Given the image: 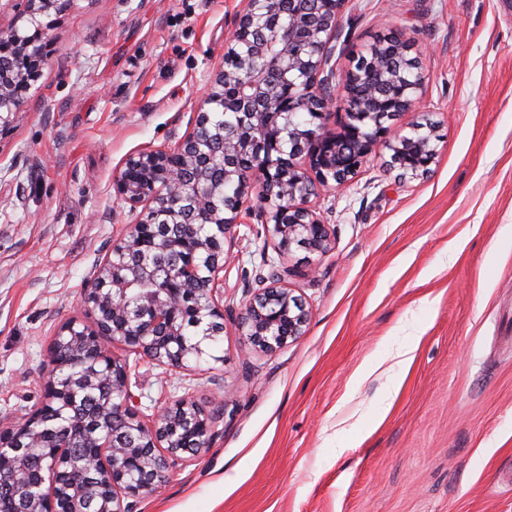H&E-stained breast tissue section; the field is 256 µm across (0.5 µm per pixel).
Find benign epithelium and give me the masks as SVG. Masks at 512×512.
<instances>
[{
	"label": "benign epithelium",
	"mask_w": 512,
	"mask_h": 512,
	"mask_svg": "<svg viewBox=\"0 0 512 512\" xmlns=\"http://www.w3.org/2000/svg\"><path fill=\"white\" fill-rule=\"evenodd\" d=\"M320 0H246L228 50L263 63L259 73L220 70L201 100L192 131L175 145L130 155L113 180L130 210H148L115 240L79 306L93 318L63 323L47 349L52 374L41 402L0 420V512H128L125 501L156 490L183 455L211 439L212 416L196 400L166 401L152 420L133 405L126 363L106 342L141 351L160 365L185 368L224 333L225 249L232 225L257 216L280 255L331 250L329 227L311 197L353 178L379 150L403 158L409 175L435 163L436 126L417 124L410 141L387 121L414 105L424 78L387 75L385 91L348 106L362 61L336 88L330 65L339 16ZM73 0H26L31 28L0 27V129L11 122L45 61L42 19ZM345 110L340 133L329 128ZM218 112L230 123L217 122ZM224 168L210 181L208 168ZM235 197L224 200V185ZM237 330L266 351L303 336L310 313L277 272L255 277Z\"/></svg>",
	"instance_id": "7a95c632"
}]
</instances>
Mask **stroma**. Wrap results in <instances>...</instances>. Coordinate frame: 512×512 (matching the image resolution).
<instances>
[{
	"label": "stroma",
	"mask_w": 512,
	"mask_h": 512,
	"mask_svg": "<svg viewBox=\"0 0 512 512\" xmlns=\"http://www.w3.org/2000/svg\"><path fill=\"white\" fill-rule=\"evenodd\" d=\"M242 6L73 0L54 21L0 129V418L41 400L54 330L132 222L114 175L192 127ZM388 34L425 77L392 126L436 125L432 175L376 157L322 191L324 257L233 226L225 319L271 262L312 313L299 340L265 353L231 327L181 371L111 346L144 416L189 394L215 418L207 452L134 512H512V0H346L338 75Z\"/></svg>",
	"instance_id": "35a3bbf8"
}]
</instances>
